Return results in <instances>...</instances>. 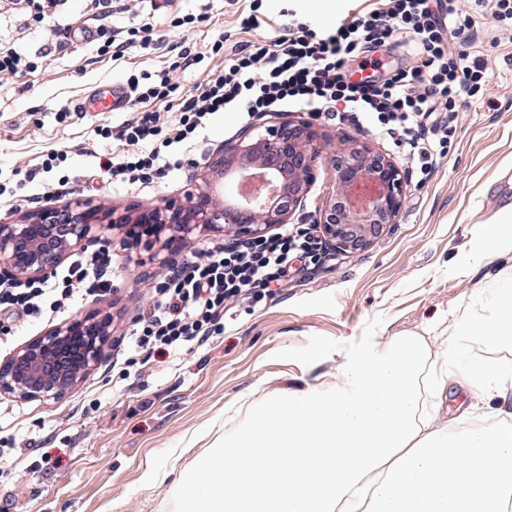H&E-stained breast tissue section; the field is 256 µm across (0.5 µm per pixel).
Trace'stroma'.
Segmentation results:
<instances>
[{
    "mask_svg": "<svg viewBox=\"0 0 512 512\" xmlns=\"http://www.w3.org/2000/svg\"><path fill=\"white\" fill-rule=\"evenodd\" d=\"M313 5L314 0H116L107 25L122 28L144 19L162 41L152 51L131 48L110 57L99 55L95 44L72 41L64 50L47 51L46 32L27 25L11 0H0V30L15 47L25 54L47 51L36 72L0 76V187L19 194L0 203V218L16 220L70 197L118 210L182 197L216 149L249 125L284 120V113L249 120L231 110L216 114L202 138L185 148L183 168L162 182L99 181L90 188L86 175L102 156H123L126 146L115 132L129 112L80 113L77 103L94 88L167 69L180 46L204 55L171 74L181 89L194 88L220 71L241 45L287 34L289 15L310 20ZM252 13L260 25L243 28L242 19ZM219 39L224 48L212 54ZM479 49L488 62L485 99L454 113L456 132L429 180L419 182L414 168L400 164L404 206L396 224L367 249L346 254L330 248L325 257L295 263L287 286L234 303L223 332L205 344L175 355L158 350L145 360L132 351L130 337L152 309L168 266L225 236L218 229L203 231L159 252L124 245L125 233L118 229L109 242L110 296H76L67 312L22 318L10 335H0L2 361L86 315L111 323L99 362L62 396L24 400L0 394V446H12L0 462V512H168L169 485L146 486L145 473L166 465L170 448L182 449L183 466L207 455L234 428L228 408L333 381L351 356L390 336L414 334L438 348L475 294L494 287L499 273L512 268L511 251L478 267L467 261L480 248L488 221L512 202V40L487 23ZM63 106L71 108L70 116H61ZM103 125L111 136L101 135ZM315 126L328 144L361 140L379 153H392L371 125L319 120ZM51 149L66 152V162L52 174L18 184L16 171ZM62 178L71 189L66 197L53 190ZM436 402L442 414L463 422L491 420L497 410L474 390L446 392Z\"/></svg>",
    "mask_w": 512,
    "mask_h": 512,
    "instance_id": "35a3bbf8",
    "label": "stroma"
}]
</instances>
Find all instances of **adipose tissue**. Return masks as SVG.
I'll list each match as a JSON object with an SVG mask.
<instances>
[{
	"instance_id": "obj_1",
	"label": "adipose tissue",
	"mask_w": 512,
	"mask_h": 512,
	"mask_svg": "<svg viewBox=\"0 0 512 512\" xmlns=\"http://www.w3.org/2000/svg\"><path fill=\"white\" fill-rule=\"evenodd\" d=\"M481 312L448 326L440 387L512 398V365L458 370L462 347L512 346V274L479 291ZM423 337L396 335L343 363L332 385L279 391L194 465L149 470L171 512H503L512 424L450 430L428 411Z\"/></svg>"
}]
</instances>
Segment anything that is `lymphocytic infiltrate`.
Masks as SVG:
<instances>
[{"label":"lymphocytic infiltrate","instance_id":"f902f5d3","mask_svg":"<svg viewBox=\"0 0 512 512\" xmlns=\"http://www.w3.org/2000/svg\"><path fill=\"white\" fill-rule=\"evenodd\" d=\"M87 2L101 54L157 44L149 22L120 31L106 26L113 0ZM486 13L495 28L512 37V0H470L466 10L457 0H386L385 8L331 29L298 22L275 43L252 42L190 92L179 91L165 71L146 84L129 81L134 108L117 137L132 151L119 161L100 159L94 176L132 184L158 182L183 165L176 145L193 142L216 113L234 110L251 116L306 109L330 121H373L395 152L415 166L420 180H427L453 135L437 118L440 108L454 112L485 94L487 63L476 39L479 19ZM385 46L405 49L411 63L383 80L370 76L354 81L345 74L354 54ZM151 98L176 107L173 125H165L158 112L142 109V101ZM322 248L319 236L292 224L259 242L203 247L165 276L158 302L132 336L134 348L176 351L207 341L223 329L230 304L284 287L293 263L317 257ZM111 271L112 251L103 246L91 256L76 257L60 285L0 282V316L34 314L46 305L57 309L78 290L106 297L112 292Z\"/></svg>","mask_w":512,"mask_h":512}]
</instances>
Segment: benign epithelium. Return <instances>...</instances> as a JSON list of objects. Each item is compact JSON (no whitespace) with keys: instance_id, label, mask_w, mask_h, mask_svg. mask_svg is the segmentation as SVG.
I'll return each mask as SVG.
<instances>
[{"instance_id":"obj_1","label":"benign epithelium","mask_w":512,"mask_h":512,"mask_svg":"<svg viewBox=\"0 0 512 512\" xmlns=\"http://www.w3.org/2000/svg\"><path fill=\"white\" fill-rule=\"evenodd\" d=\"M326 144L313 123L283 120L253 135L246 129L222 145L199 173L195 191L180 201L104 211L76 199L48 203L17 221L0 220V265L24 279H45L71 251L126 229L133 243L159 251L200 229L260 240L274 224H286L316 181ZM334 192L321 210L322 234L336 251L367 249L396 222L405 201L403 178L389 157L360 141L330 154ZM231 193L218 199L209 179ZM108 319L85 318L39 336L0 363V393L22 398H58L99 361Z\"/></svg>"}]
</instances>
